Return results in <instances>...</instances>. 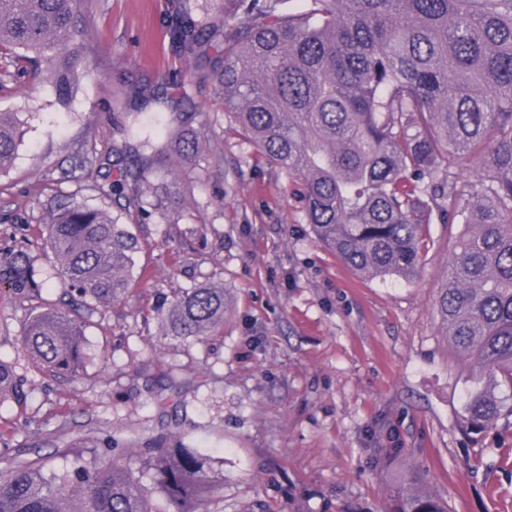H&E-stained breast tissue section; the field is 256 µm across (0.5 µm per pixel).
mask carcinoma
I'll return each mask as SVG.
<instances>
[{
	"mask_svg": "<svg viewBox=\"0 0 512 512\" xmlns=\"http://www.w3.org/2000/svg\"><path fill=\"white\" fill-rule=\"evenodd\" d=\"M224 0L241 23L180 12L166 34L224 89V110L280 170L300 176L304 220L320 242L362 276L412 279L431 202L440 220L469 227L448 262L439 312L449 341L473 366L460 421L481 435L512 415V0ZM80 0H0V49L44 61L57 104L69 108L83 79ZM20 128L0 112V174L13 164ZM197 139L164 146L183 158ZM463 155L484 177L460 182ZM146 173L118 169L99 191L138 196ZM47 244L61 288L94 313L125 298L138 238L107 213L71 202L47 212ZM0 287L37 302L21 344L51 376L86 364L84 324L48 289L25 234L0 247ZM173 336L198 337L224 321V289L199 286L163 300ZM25 398L0 362V404ZM105 448L76 454L60 473L22 459L0 469V512H200L217 488L208 455L183 444L151 450L139 467L107 464ZM391 512H448L425 479L409 472Z\"/></svg>",
	"mask_w": 512,
	"mask_h": 512,
	"instance_id": "carcinoma-1",
	"label": "carcinoma"
}]
</instances>
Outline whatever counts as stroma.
<instances>
[{"instance_id":"obj_1","label":"stroma","mask_w":512,"mask_h":512,"mask_svg":"<svg viewBox=\"0 0 512 512\" xmlns=\"http://www.w3.org/2000/svg\"><path fill=\"white\" fill-rule=\"evenodd\" d=\"M179 9L237 24L224 0H82L84 79L67 111L45 69L0 57V112L23 121L0 175V243L24 225L43 241L47 210L72 201L107 209L142 243L125 300L87 318L89 359L74 379L32 364L20 343L31 305L0 290V361L27 394L0 404V468L17 457L60 469L109 438L119 443L112 460L133 466L161 436L210 455L223 484L203 512H386L392 485L414 465L450 512H512V417L464 434L470 365L450 356L436 307L465 225H424L412 280L348 268L305 223L299 179L267 162L225 112L217 82L169 40ZM175 69L184 74L176 86ZM130 76L158 100L128 127L120 109ZM184 129L200 141L189 178L171 180L172 158L131 151L126 163L148 174L142 207L99 193L116 174L113 150ZM79 155L86 177L64 178ZM204 284L224 288L223 326L170 335L161 298Z\"/></svg>"}]
</instances>
